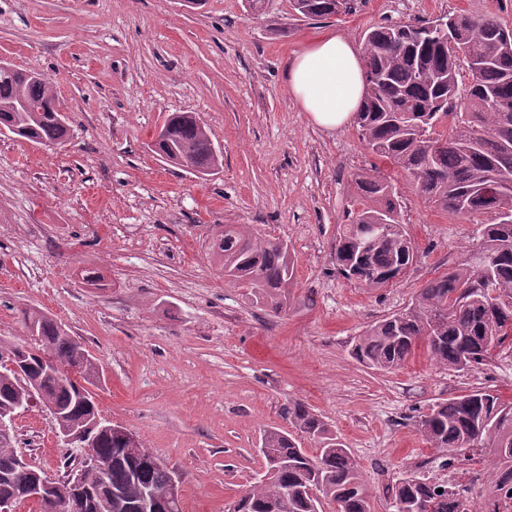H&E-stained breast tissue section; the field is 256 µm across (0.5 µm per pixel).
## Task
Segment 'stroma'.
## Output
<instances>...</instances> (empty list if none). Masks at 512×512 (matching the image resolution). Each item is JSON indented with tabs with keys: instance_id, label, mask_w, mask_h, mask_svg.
Masks as SVG:
<instances>
[{
	"instance_id": "1",
	"label": "stroma",
	"mask_w": 512,
	"mask_h": 512,
	"mask_svg": "<svg viewBox=\"0 0 512 512\" xmlns=\"http://www.w3.org/2000/svg\"><path fill=\"white\" fill-rule=\"evenodd\" d=\"M459 13L512 27V0H350L321 19L295 16L289 0L259 12L244 0H0V57L50 78L73 129L58 146L0 134V336H25L21 311L34 307L80 337L103 366V416L180 475L182 512H227L265 465L263 430L287 428L288 402L331 425L376 512H389L387 490L417 454L430 458L424 478L442 474L417 415L478 388L512 402V350L461 372L422 348L391 373L353 357L354 338L456 266L478 230L421 199L354 123L316 126L283 80L285 59L325 31L360 49L376 26ZM173 112L207 125L218 174L154 153ZM376 167L417 258L372 290L339 275L334 247L358 206L353 175ZM227 224L288 244L285 311L225 282L210 246ZM16 434L17 450L57 475L69 450L50 416L21 415Z\"/></svg>"
}]
</instances>
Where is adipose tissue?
Masks as SVG:
<instances>
[{"mask_svg": "<svg viewBox=\"0 0 512 512\" xmlns=\"http://www.w3.org/2000/svg\"><path fill=\"white\" fill-rule=\"evenodd\" d=\"M283 77L302 111L328 130L349 122L365 94L357 50L333 31L293 52L284 63Z\"/></svg>", "mask_w": 512, "mask_h": 512, "instance_id": "1", "label": "adipose tissue"}]
</instances>
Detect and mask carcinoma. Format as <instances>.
<instances>
[{
    "label": "carcinoma",
    "mask_w": 512,
    "mask_h": 512,
    "mask_svg": "<svg viewBox=\"0 0 512 512\" xmlns=\"http://www.w3.org/2000/svg\"><path fill=\"white\" fill-rule=\"evenodd\" d=\"M304 18H328L347 0H290ZM433 25L387 24L365 37L362 65L363 104L355 114L368 149L410 178L416 192L443 212L480 226L478 249L488 258L479 271L463 261L430 279L402 311L368 325L353 345L367 368H402L419 347L440 367L464 371L482 365L512 340V188L491 192L496 183H512V29L493 16H448L443 34ZM471 81L460 92L461 64ZM51 83L35 69L0 72V130L39 145H58L70 132ZM155 151L168 165L203 178L217 174L219 158L200 118L192 112L170 114ZM360 208L350 211L336 245L339 274L366 288H383L413 264L415 248L399 218L392 183L379 169L353 178ZM492 221H484L487 215ZM213 253L224 280L248 288L256 303L278 313L288 302L294 261L288 246L259 236L242 224H226L213 237ZM24 325L35 328L39 342H14L7 354L25 364V375L40 380L32 395L10 371L0 373V412L29 403L53 417L54 430L89 426L102 416L86 386L100 379L102 366L78 338L47 313L23 311ZM82 369L78 379L51 376L44 362ZM283 414L290 431H263L260 452L267 470L236 501V512H373L371 494L349 449L314 410L290 401ZM430 447L449 460L493 448L512 462V402L495 389L467 391L430 406L416 417ZM88 438L112 490L135 512L143 495L156 498L155 512H182L163 499L172 471L128 451L123 436L90 430ZM313 442L308 454L302 439ZM25 478L19 473L13 440L0 439V497L13 494ZM90 492L72 508L69 485L58 483L54 500L41 512H101L92 491L98 475L87 471ZM392 512H448V488L416 476L391 487Z\"/></svg>",
    "instance_id": "1"
}]
</instances>
